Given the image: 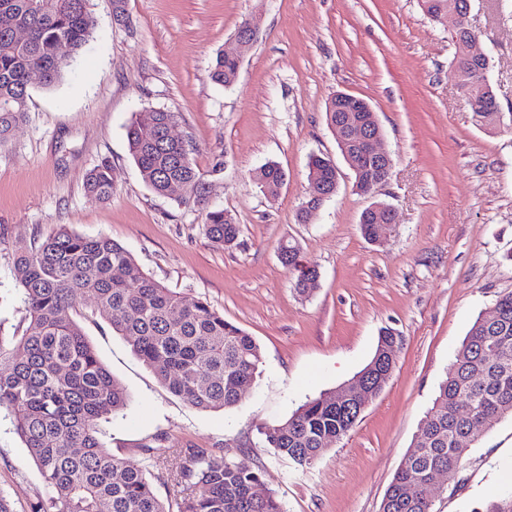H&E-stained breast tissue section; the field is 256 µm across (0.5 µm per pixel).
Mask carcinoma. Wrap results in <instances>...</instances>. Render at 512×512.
Masks as SVG:
<instances>
[{
  "label": "carcinoma",
  "instance_id": "1",
  "mask_svg": "<svg viewBox=\"0 0 512 512\" xmlns=\"http://www.w3.org/2000/svg\"><path fill=\"white\" fill-rule=\"evenodd\" d=\"M89 0H0V148L6 146L28 111L30 77L51 89L92 39ZM28 38L20 41L14 29ZM459 93L484 125L503 123L487 110V84L477 64L454 52ZM238 63L220 50L209 71L212 82L229 86ZM177 113L139 112L127 126L131 156L145 184L158 195L173 184L183 187L180 202L204 213L206 235L216 247L238 239L239 227L224 210L211 207L208 187L193 167L191 141L169 132ZM149 125L153 136L142 137ZM308 170V189L332 187L336 172L318 158ZM282 169L266 163L256 181L272 191ZM86 193L98 201L112 198V166L103 161L85 178ZM281 263L294 275V288L308 292L317 281L315 267L300 261L299 248L287 242ZM14 276L21 287L27 323L14 336H0V409L12 417L15 432L35 463L45 494L30 512H286L272 492L255 497L261 471L203 448H183L175 484L186 487L164 501L155 489L150 466L156 449H140L143 462L128 463L102 442V423L120 415L128 393L105 368L76 319L75 299L93 296L98 313L134 352L154 368L173 395L201 410H225L241 401L262 363L256 340L197 300L187 305L141 269L132 254L106 236L86 237L61 225L38 239L14 245ZM496 316L477 318L469 329L433 407L416 435L405 462L395 473L381 512H433L423 498L405 499L408 484L420 486L442 469L454 479L470 446L478 440L480 420L512 416V293L499 297ZM385 328L368 374L374 384L384 361L396 358L399 344ZM357 418L336 409L328 394L309 399L285 421L260 429L271 453L307 468L355 426ZM471 512H512V487Z\"/></svg>",
  "mask_w": 512,
  "mask_h": 512
}]
</instances>
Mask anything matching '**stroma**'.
<instances>
[{
  "instance_id": "stroma-1",
  "label": "stroma",
  "mask_w": 512,
  "mask_h": 512,
  "mask_svg": "<svg viewBox=\"0 0 512 512\" xmlns=\"http://www.w3.org/2000/svg\"><path fill=\"white\" fill-rule=\"evenodd\" d=\"M90 0L94 38L53 89L33 85L27 117L0 148V333L26 311L12 245L64 225L125 247L185 303L203 300L253 336L261 376L236 407L202 411L171 394L122 336L76 300L84 335L129 394L107 425L113 454L140 463L157 448L175 475L193 446L259 469L286 512H381L385 492L432 407L438 385L478 316L512 293V126H485L465 107L453 69V24L431 20L419 0ZM257 23L234 84L209 70L240 24ZM468 25L489 60L500 112L512 113V0H471ZM365 99L393 158L374 195L353 174L326 125L337 93ZM179 113L176 135L211 206L240 227L236 245L214 247L204 217L178 195L144 183L126 127L137 112ZM334 161L336 195L306 224L310 155ZM110 161L109 202L89 197L86 173ZM273 162L286 174L269 196L254 173ZM395 222L382 243L359 229L372 201ZM292 240L318 286L302 294L279 260ZM401 337L393 372L354 428L299 470L264 448L258 429L285 420L304 400L350 380L372 358L382 329ZM512 485V417L482 431L454 480L430 488L434 512H471ZM15 512L43 493L38 470L0 411V492Z\"/></svg>"
}]
</instances>
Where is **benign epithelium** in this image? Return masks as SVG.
Masks as SVG:
<instances>
[{"instance_id": "7a95c632", "label": "benign epithelium", "mask_w": 512, "mask_h": 512, "mask_svg": "<svg viewBox=\"0 0 512 512\" xmlns=\"http://www.w3.org/2000/svg\"><path fill=\"white\" fill-rule=\"evenodd\" d=\"M471 11V0H448V19L454 27L466 21ZM256 27L248 22L238 29L233 44L228 46L235 56H240V48L254 40ZM336 139L342 140L353 148L346 154L351 170L356 174L357 181L364 183L366 193L385 184L392 170L393 161L389 152L381 148L383 134L372 108L364 105L361 99L344 94L336 99V124L331 126ZM366 217L377 225V232L395 223V211L389 205H372L366 209ZM373 388L363 375H357L352 381L336 389L331 400L343 404L354 396L358 400V408L366 406L372 395Z\"/></svg>"}]
</instances>
